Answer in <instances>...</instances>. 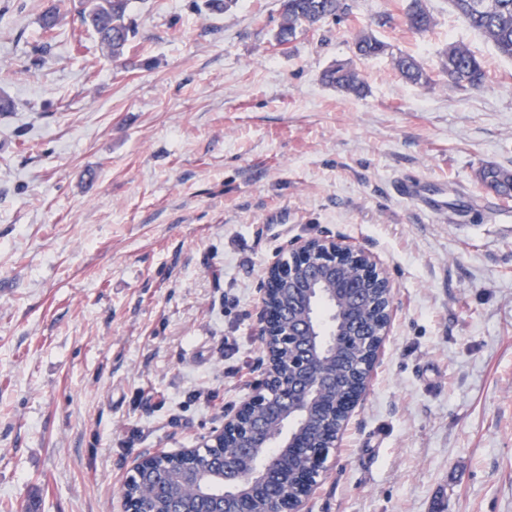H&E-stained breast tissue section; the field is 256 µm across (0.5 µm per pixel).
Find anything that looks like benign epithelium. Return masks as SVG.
I'll use <instances>...</instances> for the list:
<instances>
[{"label":"benign epithelium","instance_id":"obj_1","mask_svg":"<svg viewBox=\"0 0 512 512\" xmlns=\"http://www.w3.org/2000/svg\"><path fill=\"white\" fill-rule=\"evenodd\" d=\"M350 301L337 314L336 328L320 316L327 300L324 286ZM259 319L265 361L261 378L241 404L224 413L223 425L210 432L200 448H222L225 436L248 420L249 432L236 447L211 460L208 468L180 478L181 490L155 484L162 512H256L255 503L271 499L268 512H304V506L330 468V449L338 447L350 417L365 396L393 318L394 285L376 257L331 237L299 239L288 259L264 271ZM380 288V319H357L367 309L366 289ZM372 336V348L355 366L356 388L336 405V364L344 360L351 337ZM304 449L306 464L288 469L287 457ZM271 459L261 472L238 461Z\"/></svg>","mask_w":512,"mask_h":512}]
</instances>
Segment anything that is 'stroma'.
<instances>
[{"mask_svg": "<svg viewBox=\"0 0 512 512\" xmlns=\"http://www.w3.org/2000/svg\"><path fill=\"white\" fill-rule=\"evenodd\" d=\"M80 2L26 69L51 0H0V512H122L138 459L221 427L261 376L266 267L321 236L376 257L394 312L305 512H512V197L479 179L512 171V62L448 0L422 35L348 0L284 48L279 0H132L111 61ZM362 29L433 82L355 60ZM451 42L485 88L438 78ZM350 60L365 96L321 81Z\"/></svg>", "mask_w": 512, "mask_h": 512, "instance_id": "stroma-1", "label": "stroma"}]
</instances>
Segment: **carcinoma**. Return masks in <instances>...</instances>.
Listing matches in <instances>:
<instances>
[{
	"label": "carcinoma",
	"mask_w": 512,
	"mask_h": 512,
	"mask_svg": "<svg viewBox=\"0 0 512 512\" xmlns=\"http://www.w3.org/2000/svg\"><path fill=\"white\" fill-rule=\"evenodd\" d=\"M459 18L472 30L482 34L504 58L512 61V0H449ZM129 0H82L80 18L103 46L110 58L125 54L136 38L137 29L128 16ZM347 0H281V22L275 34L280 43H291L301 27L315 28L325 21H339L349 15ZM405 25L416 34L427 32L433 17L426 0H407L403 9ZM62 20L61 5L46 9L40 17L42 41L36 49L38 64L51 58L53 42ZM353 53L358 59L388 55L405 82L428 85L432 77L419 59L412 55H396L391 46L375 35L359 31L353 40ZM439 75L457 89L478 88L488 83L482 61L460 44H450L442 54ZM328 86L362 95L366 84L352 62H338L321 75ZM480 181L488 189L502 195L512 194V172L489 165L480 170Z\"/></svg>",
	"instance_id": "obj_1"
}]
</instances>
